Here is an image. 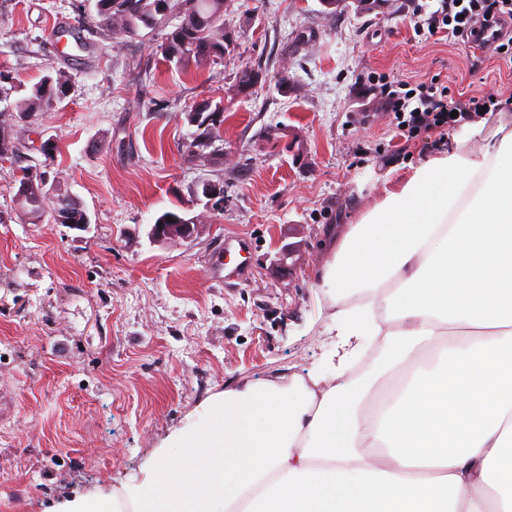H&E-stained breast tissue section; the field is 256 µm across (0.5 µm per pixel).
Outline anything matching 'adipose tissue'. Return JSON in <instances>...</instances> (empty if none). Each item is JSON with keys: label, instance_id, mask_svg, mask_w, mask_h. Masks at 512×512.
Here are the masks:
<instances>
[{"label": "adipose tissue", "instance_id": "adipose-tissue-1", "mask_svg": "<svg viewBox=\"0 0 512 512\" xmlns=\"http://www.w3.org/2000/svg\"><path fill=\"white\" fill-rule=\"evenodd\" d=\"M320 279L324 368L226 383L183 459L55 512H512V119L450 133Z\"/></svg>", "mask_w": 512, "mask_h": 512}]
</instances>
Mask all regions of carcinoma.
I'll return each mask as SVG.
<instances>
[{
  "label": "carcinoma",
  "instance_id": "obj_1",
  "mask_svg": "<svg viewBox=\"0 0 512 512\" xmlns=\"http://www.w3.org/2000/svg\"><path fill=\"white\" fill-rule=\"evenodd\" d=\"M181 22L166 34L161 45L164 59L177 67L191 63L198 66L221 60L230 51L233 39L224 31V0H93L92 7L78 15L81 24L105 33L112 42L121 43L138 36L142 28L166 25L171 16ZM258 72L252 68L241 70L233 85L235 95H247L258 83ZM71 88L68 75L61 70H49L35 83L27 96L11 107L0 109V157L14 156L18 147L11 137L13 127L42 112L55 108ZM224 111L209 104L193 105L186 111L190 125L196 127L191 147L199 159H207L209 149L218 138L216 116ZM28 187L23 197L16 199L18 209L31 219L48 215L56 224L76 220L86 213L83 205L68 192L46 189L47 181L37 169H23Z\"/></svg>",
  "mask_w": 512,
  "mask_h": 512
}]
</instances>
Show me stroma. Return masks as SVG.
Instances as JSON below:
<instances>
[{
  "mask_svg": "<svg viewBox=\"0 0 512 512\" xmlns=\"http://www.w3.org/2000/svg\"><path fill=\"white\" fill-rule=\"evenodd\" d=\"M79 3L0 0V109L48 68L72 84L14 127L23 154L0 158V512H52L140 477L188 418L208 422L203 404L225 382L303 374L334 352L327 230L356 222L447 135L408 138L363 97L372 80L512 102V59L415 33L405 0L333 13L321 0H227L233 45L201 70L166 65L163 27L65 40ZM245 67L259 72L255 92L233 96ZM207 101L224 105L222 154L203 162L185 110ZM31 164L81 202L87 228L22 215ZM204 180L223 183L222 208L196 196ZM167 211L206 219L192 238L151 240ZM228 240L248 244L249 271L224 285L213 263Z\"/></svg>",
  "mask_w": 512,
  "mask_h": 512,
  "instance_id": "35a3bbf8",
  "label": "stroma"
}]
</instances>
